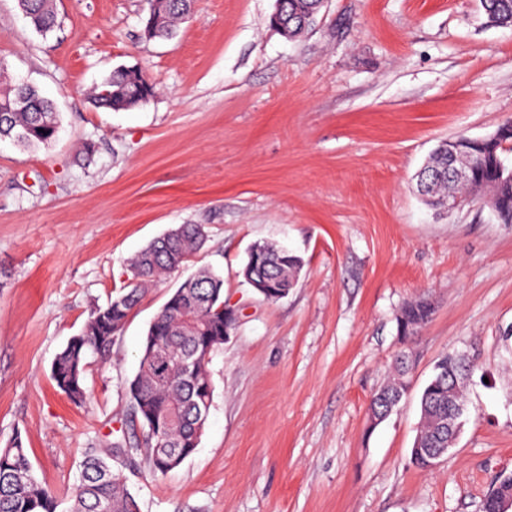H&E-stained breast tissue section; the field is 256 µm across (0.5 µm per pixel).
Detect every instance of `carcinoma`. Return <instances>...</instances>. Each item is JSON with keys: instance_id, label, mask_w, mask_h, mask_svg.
Here are the masks:
<instances>
[{"instance_id": "obj_1", "label": "carcinoma", "mask_w": 512, "mask_h": 512, "mask_svg": "<svg viewBox=\"0 0 512 512\" xmlns=\"http://www.w3.org/2000/svg\"><path fill=\"white\" fill-rule=\"evenodd\" d=\"M193 0H147L144 23L151 24L155 38H170L179 22L190 17ZM30 26L39 34L51 32L57 24L55 0H18ZM492 26H512V0H481ZM323 6L321 0H280L270 22L288 31L289 38L302 36L313 24ZM111 94L93 90L95 104L122 110L147 102L154 87L144 73L134 67L117 68L103 80ZM16 91L0 89V139H11L29 148L53 142L60 129L58 113L37 88L30 90L32 106L20 110L14 105ZM474 157L470 180L461 183L448 176V143L440 144L419 175H429V184L419 189L426 201L443 208L445 201L459 199L473 203L483 199L477 188L488 186L492 197L487 206L502 224H512V168L502 154L512 144V122L500 126L490 137L459 135ZM203 226L181 224L149 243L132 260L136 283L119 290L104 306L93 308L83 332L72 337L56 355L51 375L56 387L75 404L87 396L86 377L91 358L110 351L143 292L157 277L183 268L202 246ZM246 263L257 264L272 277V294L291 289L303 267V259L290 251L269 244L249 250ZM434 308L427 299L405 304L397 317L398 334L407 339L429 323ZM224 343V276L210 268H200L171 294L151 322L141 348L139 369L126 381L128 411L139 422L141 432L126 430L122 437L105 447L86 449L79 483L73 489L69 512H140L136 497L121 478L112 461L130 463L142 457L148 473L160 477L178 468L198 447L206 426L212 388L208 373L211 355ZM396 375L375 393L369 410L379 408L383 397L402 399L413 365L399 353ZM475 364L456 354L442 356L420 398L422 420L415 443L419 448H444L448 435L438 434V426L448 413V388L455 377L469 375ZM512 495V477L492 487L481 503V512H501L503 496ZM55 492L36 476L20 435L0 448V512H57Z\"/></svg>"}]
</instances>
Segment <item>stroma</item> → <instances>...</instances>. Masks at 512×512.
Returning <instances> with one entry per match:
<instances>
[{
  "label": "stroma",
  "mask_w": 512,
  "mask_h": 512,
  "mask_svg": "<svg viewBox=\"0 0 512 512\" xmlns=\"http://www.w3.org/2000/svg\"><path fill=\"white\" fill-rule=\"evenodd\" d=\"M48 36L0 0V86L28 80L61 130L47 147L0 140V447L21 435L59 499L86 448L120 434L124 383L150 322L185 279L149 286L73 404L51 366L91 309L133 278L130 258L182 224L207 239L190 269L224 276L238 322L208 365L196 451L163 477L115 460L141 512H480L512 474V224L488 206L442 212L414 176L443 140L512 120V27L480 0H325L288 39L275 0H195L168 40L145 0H56ZM141 68L146 103L95 107L91 87ZM304 266L274 302L244 283L255 243ZM424 296L416 336L396 317ZM414 368L371 425L398 350ZM475 363L465 423L436 469L409 462L420 393L443 354ZM434 308L427 299L419 298L405 304L397 317L398 334L402 339L410 338L429 323Z\"/></svg>",
  "instance_id": "stroma-1"
}]
</instances>
